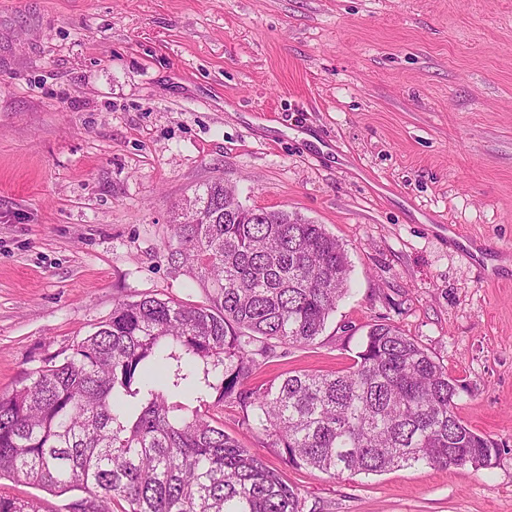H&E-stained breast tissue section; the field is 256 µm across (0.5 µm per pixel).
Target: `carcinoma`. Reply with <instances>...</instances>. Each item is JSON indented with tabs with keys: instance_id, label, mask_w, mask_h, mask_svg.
I'll use <instances>...</instances> for the list:
<instances>
[{
	"instance_id": "obj_1",
	"label": "carcinoma",
	"mask_w": 512,
	"mask_h": 512,
	"mask_svg": "<svg viewBox=\"0 0 512 512\" xmlns=\"http://www.w3.org/2000/svg\"><path fill=\"white\" fill-rule=\"evenodd\" d=\"M234 193L208 181L173 225L170 259L205 301L119 300L62 362L0 395V477L73 493L69 512L86 502L112 512L114 501L123 512H302L297 490L224 430L212 404L234 409L243 430L259 426L284 463L333 478L492 467L500 448L457 415L448 369L390 324L369 327L345 371L250 383L273 343H317L349 267L322 225L286 210L270 221L230 210ZM0 512L44 510L0 494Z\"/></svg>"
}]
</instances>
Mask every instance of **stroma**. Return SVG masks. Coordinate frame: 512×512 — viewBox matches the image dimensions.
<instances>
[{"mask_svg":"<svg viewBox=\"0 0 512 512\" xmlns=\"http://www.w3.org/2000/svg\"><path fill=\"white\" fill-rule=\"evenodd\" d=\"M343 244L351 292L255 381L343 371L370 325L457 381L493 467L331 478L244 443L303 512H512V0H0V394L171 263L204 183Z\"/></svg>","mask_w":512,"mask_h":512,"instance_id":"35a3bbf8","label":"stroma"}]
</instances>
